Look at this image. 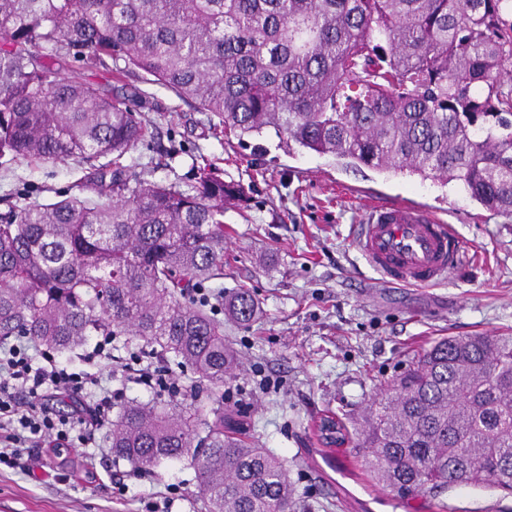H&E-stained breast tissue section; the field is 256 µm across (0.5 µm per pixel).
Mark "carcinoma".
<instances>
[{"label":"carcinoma","mask_w":512,"mask_h":512,"mask_svg":"<svg viewBox=\"0 0 512 512\" xmlns=\"http://www.w3.org/2000/svg\"><path fill=\"white\" fill-rule=\"evenodd\" d=\"M100 68L170 89L226 137L272 128L512 217V0H0V159L87 166L75 193L0 213V341L129 336L174 356L213 391L185 409L126 402L112 456L188 461L207 512H295L285 460L224 405L238 359L200 294L224 278V211L247 208L250 187L209 165L186 187L124 165L154 125L88 78ZM223 305L259 316L246 290ZM326 421L402 495L512 494V336L437 340L353 438Z\"/></svg>","instance_id":"1"}]
</instances>
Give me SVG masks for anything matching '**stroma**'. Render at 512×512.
Masks as SVG:
<instances>
[{"label":"stroma","mask_w":512,"mask_h":512,"mask_svg":"<svg viewBox=\"0 0 512 512\" xmlns=\"http://www.w3.org/2000/svg\"><path fill=\"white\" fill-rule=\"evenodd\" d=\"M123 92L142 96V114L158 134L124 162L145 178L189 184L209 163L225 180L253 185L246 215H224V277L211 291L250 289L263 315L246 326L225 321L224 338L240 357L225 403L241 409L245 431L286 460L299 512H512V496L493 487L448 490L441 505L404 497L374 483L349 448L321 445L313 424L335 412L356 431L381 383L435 339L512 335V218L491 215L457 183L379 172L347 160L287 148L274 130L224 137L205 117L160 85L127 78ZM71 162L22 160L0 166V211L6 202L50 201L71 194L81 177ZM426 207L454 225L464 263L431 288H392L352 244L369 201ZM195 382L177 359L113 343L107 366L131 357ZM96 468L83 451L64 448L34 473L0 466V512H205L194 468L166 462L141 471L112 456L111 434L95 433Z\"/></svg>","instance_id":"35a3bbf8"}]
</instances>
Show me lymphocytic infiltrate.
Instances as JSON below:
<instances>
[{"mask_svg": "<svg viewBox=\"0 0 512 512\" xmlns=\"http://www.w3.org/2000/svg\"><path fill=\"white\" fill-rule=\"evenodd\" d=\"M111 337H104L74 371L54 358L36 360L29 346L0 351V464L20 471L39 463L40 449L86 448L94 433L112 422L115 395L99 371L111 356ZM66 397L70 417L53 419L51 399Z\"/></svg>", "mask_w": 512, "mask_h": 512, "instance_id": "f902f5d3", "label": "lymphocytic infiltrate"}]
</instances>
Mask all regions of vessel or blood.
<instances>
[{
	"label": "vessel or blood",
	"instance_id": "obj_1",
	"mask_svg": "<svg viewBox=\"0 0 512 512\" xmlns=\"http://www.w3.org/2000/svg\"><path fill=\"white\" fill-rule=\"evenodd\" d=\"M356 244L383 282L428 287L454 272L462 258L453 225L406 203H377L358 225Z\"/></svg>",
	"mask_w": 512,
	"mask_h": 512
}]
</instances>
